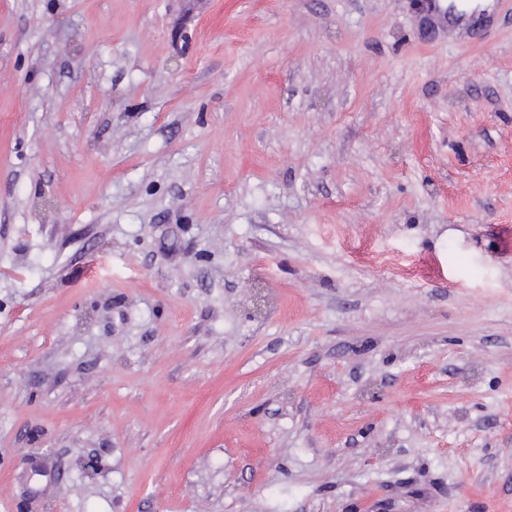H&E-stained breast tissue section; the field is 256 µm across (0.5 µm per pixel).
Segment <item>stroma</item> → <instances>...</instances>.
<instances>
[{"instance_id":"obj_1","label":"stroma","mask_w":512,"mask_h":512,"mask_svg":"<svg viewBox=\"0 0 512 512\" xmlns=\"http://www.w3.org/2000/svg\"><path fill=\"white\" fill-rule=\"evenodd\" d=\"M46 503L512 512V0H0V512ZM425 9L447 20L448 26L471 34L472 17L467 12L457 10L454 0H426Z\"/></svg>"}]
</instances>
